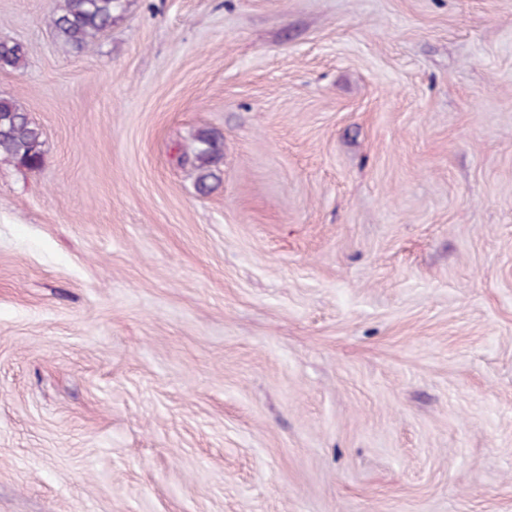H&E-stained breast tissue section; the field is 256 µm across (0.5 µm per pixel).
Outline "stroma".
Masks as SVG:
<instances>
[{
    "label": "stroma",
    "mask_w": 512,
    "mask_h": 512,
    "mask_svg": "<svg viewBox=\"0 0 512 512\" xmlns=\"http://www.w3.org/2000/svg\"><path fill=\"white\" fill-rule=\"evenodd\" d=\"M56 6L0 0V512H512V0H127L81 54ZM42 137L40 128L30 121L17 101L0 99V157L37 169L44 160ZM180 158L194 168L197 172L198 185L205 187L207 180L215 175L212 167L222 158L219 139L210 131H199L191 145L181 153Z\"/></svg>",
    "instance_id": "obj_1"
}]
</instances>
